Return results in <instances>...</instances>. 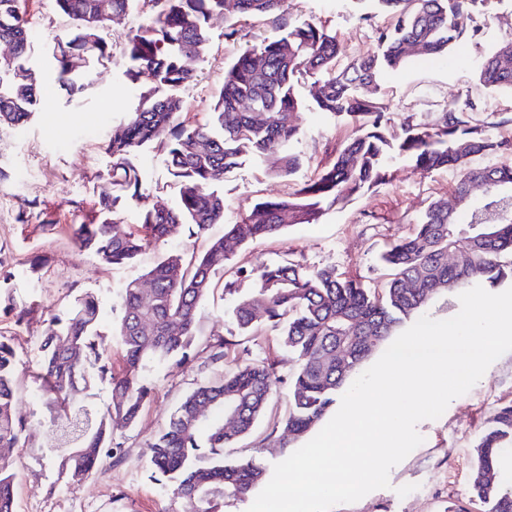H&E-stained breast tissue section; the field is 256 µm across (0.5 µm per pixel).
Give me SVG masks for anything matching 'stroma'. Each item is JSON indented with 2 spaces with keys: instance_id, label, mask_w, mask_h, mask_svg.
<instances>
[{
  "instance_id": "obj_1",
  "label": "stroma",
  "mask_w": 512,
  "mask_h": 512,
  "mask_svg": "<svg viewBox=\"0 0 512 512\" xmlns=\"http://www.w3.org/2000/svg\"><path fill=\"white\" fill-rule=\"evenodd\" d=\"M31 41L30 63L51 78L46 53L51 38L65 35L70 21L59 14L55 0H26ZM149 12L143 0H133L121 20L109 22L112 58L92 68L90 89L80 99L52 91L44 111L22 125H0V329L9 333L17 357V406L29 426L23 446L9 449L17 474L15 512H173V482L155 473L149 446L166 427L182 398L203 381L223 379L237 364L274 359L282 376L295 362L278 342V332L262 324L254 335H241L232 319L235 295L215 291L203 302L198 328L202 335L220 332L232 347L226 359L215 362L204 343H197L187 360L173 357L147 363L142 371L152 389L141 418L131 428L114 433L103 463L80 480L66 479L59 458L51 453L53 440L44 423L48 413L39 383L32 373L40 361L39 345L51 319L77 299L91 295L99 305L96 332L104 340L107 364H118L122 346L115 334L120 291L127 281L142 277L169 251L204 252L224 227L241 220L256 202L287 196L312 180L338 151L359 135V124L346 116L321 111L310 94L309 80L296 87L301 100V133L291 145L300 165L291 175L277 177L265 155L247 150L226 169L214 189L224 197V221L206 236L180 233L165 244L142 252L133 262L112 267L79 247L73 225L98 222V195L112 181V158L104 143L153 86L149 75L137 81L126 76L124 36L141 25ZM304 22L324 25L340 47L338 64L376 51V28L393 23L372 0H287L282 19L247 18L239 32L226 37L223 17L210 22L209 44L195 79L176 88L184 114L191 120L211 121L215 100L224 86V71L249 47ZM474 30L451 53L431 60L416 59L397 70L385 71L376 86L358 88L364 98L383 104L392 125L403 116L433 122L454 102L474 101L479 118L493 122L494 135L512 141V125H496L497 114L512 113V92L483 88L479 61L512 39V0H494L490 10L474 14ZM134 166L140 184L136 200L120 208L122 228L136 227L141 211L157 203L177 207L179 186L168 157L156 144L140 148ZM386 183L351 199L324 207L311 224H296L284 233L233 248L231 258L216 272L215 282H235L249 290L252 271L293 254L308 270L333 267L338 272L382 286L386 270L380 256L387 246L409 236L430 201L453 200L458 170L422 171L396 153L387 159ZM512 399V352L495 360L480 381L451 401L441 417L421 421L424 441L392 468L389 487L377 489L353 504L332 512H447L450 504L463 512H487L469 494L474 445L487 420L504 401ZM288 411V386L279 384L266 414L250 435L225 449L224 461L253 460L265 468L285 460L298 442L281 444L279 427Z\"/></svg>"
}]
</instances>
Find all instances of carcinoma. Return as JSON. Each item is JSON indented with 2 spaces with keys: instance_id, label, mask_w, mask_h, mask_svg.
<instances>
[{
  "instance_id": "obj_1",
  "label": "carcinoma",
  "mask_w": 512,
  "mask_h": 512,
  "mask_svg": "<svg viewBox=\"0 0 512 512\" xmlns=\"http://www.w3.org/2000/svg\"><path fill=\"white\" fill-rule=\"evenodd\" d=\"M132 0H55L73 27L48 46L59 86L70 94L85 89L86 73L112 57L105 30L109 17L124 14ZM394 24L376 29L379 52L336 68L339 47L322 25L305 22L274 39H264L237 59L224 74V88L213 108L219 133L182 116L181 100L160 95L161 87H178L195 77L192 63L204 57L207 25L213 15L229 22L284 12L285 0H146V25L125 36L126 74L136 81L147 71L155 87L140 96L112 130L107 151L113 168L123 172L99 196L97 224H78L73 235L108 266H120L178 231L198 237L224 221V197L211 190L215 172L253 149L274 158V171L289 174L300 159L285 146L300 133L295 87L314 79L315 104L323 111L363 120L364 132L351 140L335 161L296 192L256 204L238 224L225 225L224 236L190 259L176 251L162 255L140 279L126 283L116 331L123 347V372L111 376L112 402L85 411L76 406L91 374L103 373L101 344L94 327L98 305L89 295L78 299L65 317L54 318L40 345L38 379L47 395V423L75 413L82 422L60 436L51 452L61 457L62 473L80 479L100 465L102 448L115 431L134 424L151 396L141 371L150 360L186 356L198 338L202 302L216 288L215 271L228 260L227 243L246 245L278 235L294 224H312L323 205L345 200L385 182L390 150L409 157L422 170L456 167L461 177L455 193L478 180L491 182L487 195L448 220V203L432 201L414 232L382 254L390 278L382 288L334 267L309 272L293 257L256 271L250 292L238 297L232 317L239 330L253 332L265 320L280 328L279 343L295 359L289 376L288 415L282 436L309 432L336 403V393L397 328L421 314L438 294L476 285L497 288L512 272V166L474 164L512 148L493 138L491 122L473 117L477 105L456 102L433 124L409 114L400 134L388 139L389 118L383 106L354 94L362 84L377 82L384 69H397L415 56L432 58L458 46L468 32L472 13L489 0H373ZM20 0H0V40L12 54L0 58V124L20 125L42 107V78L29 64L30 42ZM501 44L480 63L483 85L512 91V62L505 65ZM155 142L167 150L172 175L180 187V206L156 205L143 211L139 226L116 224L117 192L135 199L139 193L133 159L139 148ZM457 260L448 263V252ZM211 358L228 354L222 335L209 338ZM16 357L0 332V448H15L26 419L15 407ZM281 383L270 359L248 362L218 382L198 384L180 403L160 437L151 444L150 462L175 481L179 512H222L244 498L265 477L252 460L224 463V449L249 434ZM209 403L217 417L196 418ZM240 412L237 424L224 427V409ZM471 494L487 512H512V487L500 476L512 455V401L501 404L475 444ZM16 474L0 457V512H15Z\"/></svg>"
}]
</instances>
